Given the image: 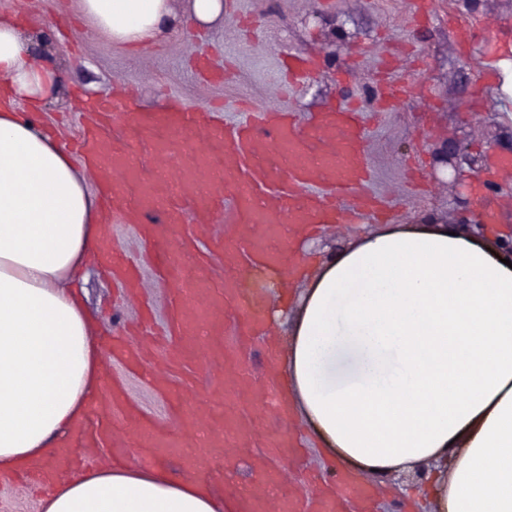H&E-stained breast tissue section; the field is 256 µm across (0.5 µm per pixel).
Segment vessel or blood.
I'll use <instances>...</instances> for the list:
<instances>
[{"mask_svg": "<svg viewBox=\"0 0 512 512\" xmlns=\"http://www.w3.org/2000/svg\"><path fill=\"white\" fill-rule=\"evenodd\" d=\"M319 68L318 55H288L289 81ZM82 110L76 150L103 190L104 212L112 221L134 225L157 273L177 282L166 328L143 333L134 345L118 336L100 339L102 364L146 369L153 387L173 404L174 422L143 415L120 386L102 388L91 421L77 426L69 448L29 471V478L48 487L93 462L96 452L113 460L131 447L138 448L141 463L155 465L169 456L183 470L201 472L212 448L242 447L245 432L261 437L264 447H279L274 435L259 433L254 418L238 412L252 403L254 378L236 354L265 327L262 304L243 274L259 262L287 265L277 247L286 225L313 229L380 212V200L365 189L370 158L359 110L340 100L310 112L300 125L291 113L268 106L229 127L209 120L205 108L187 109L175 101L143 112L131 89ZM118 115L131 119L132 132L106 143L108 124ZM145 142L151 146L147 154L141 149ZM199 243L208 244L209 255L223 257V283L210 276L207 257L196 256ZM100 246L110 255L107 272L128 299L140 300L141 281L126 254L106 236ZM229 308L242 325L235 347L228 349L223 336ZM201 349L209 367L202 399L174 381ZM255 462L256 483L245 496L248 512H342L349 501L371 497L367 484L344 479L307 501L290 489L285 470L260 455Z\"/></svg>", "mask_w": 512, "mask_h": 512, "instance_id": "obj_1", "label": "vessel or blood"}]
</instances>
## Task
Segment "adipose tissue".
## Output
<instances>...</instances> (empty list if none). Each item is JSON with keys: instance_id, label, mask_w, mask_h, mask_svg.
Wrapping results in <instances>:
<instances>
[{"instance_id": "obj_1", "label": "adipose tissue", "mask_w": 512, "mask_h": 512, "mask_svg": "<svg viewBox=\"0 0 512 512\" xmlns=\"http://www.w3.org/2000/svg\"><path fill=\"white\" fill-rule=\"evenodd\" d=\"M122 46L178 32L171 0H80ZM0 17V477L43 461L100 389L95 320L75 290L97 200L35 110L55 88ZM440 224L364 234L308 275L278 375L286 411L348 479L434 465L432 512H512V268ZM192 474L88 468L40 512H240Z\"/></svg>"}]
</instances>
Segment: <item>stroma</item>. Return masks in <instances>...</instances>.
Instances as JSON below:
<instances>
[{"instance_id":"obj_1","label":"stroma","mask_w":512,"mask_h":512,"mask_svg":"<svg viewBox=\"0 0 512 512\" xmlns=\"http://www.w3.org/2000/svg\"><path fill=\"white\" fill-rule=\"evenodd\" d=\"M230 15L200 30L187 28L139 50L112 43L102 33L88 30L79 0H0V15L8 14L22 27L40 33L33 51L39 63L56 72V92L40 107L44 121L71 145L81 128L74 110L76 92L98 95L113 86L128 85L139 91L143 109H158L176 100L188 108L221 105L218 119L237 123L245 118L241 104L263 107L273 103L297 115L335 102L337 96L356 99L363 110L362 122L372 163V190L382 193L393 207L397 224H445L459 228L454 208L457 195H471V186L436 181L435 148L457 142L476 156L480 172H487L497 151L494 140L512 134V90L493 76L481 111L464 102L465 89L482 83L486 59L512 58V35L504 39L493 31L503 25L512 32V0H475L471 11H458L454 0H434L431 13L408 25L407 0H230ZM458 14L480 32L481 50L463 57L448 17ZM314 51L321 69L300 80L287 98L274 100L271 89L283 76L288 50ZM207 54L223 77L200 80L191 63V52ZM402 59L393 79L405 82L409 95L391 111L374 113L369 96L383 52ZM471 112L470 121L461 113ZM362 230L352 224L320 228L309 246H286L292 263L302 257H321L346 246ZM139 272L155 320L165 323L175 284L157 278L145 254L137 253ZM82 286L97 326L116 334L136 313L131 306L114 302L115 287L105 279L96 257H89ZM111 379L121 381L129 401L146 415L167 421L171 404L147 378L113 362ZM255 412L263 411L255 403ZM266 425L287 432L297 447L306 451L305 468L289 470L288 482L302 489L308 474L327 476L329 462L300 422L286 415L264 413ZM373 497L369 512H380L393 503L397 512H417L410 496L421 483L414 473L369 478Z\"/></svg>"}]
</instances>
